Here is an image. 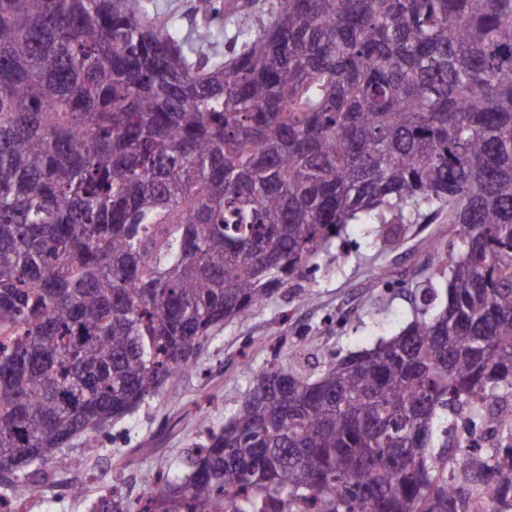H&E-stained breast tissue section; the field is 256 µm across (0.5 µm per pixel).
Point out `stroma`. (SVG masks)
Returning a JSON list of instances; mask_svg holds the SVG:
<instances>
[{
	"mask_svg": "<svg viewBox=\"0 0 512 512\" xmlns=\"http://www.w3.org/2000/svg\"><path fill=\"white\" fill-rule=\"evenodd\" d=\"M451 233L442 217L414 224L404 228L395 249L386 250L369 244L360 225H353L340 263L303 268L249 318L225 325L201 351L197 369L176 386L107 430L65 447L79 466L24 489L26 512H89L97 492L112 485L129 500L145 497L149 477L182 473L188 449L206 440L199 410L208 411L217 430L239 408L249 367L274 358L284 362L297 351L324 363L394 334L412 313L410 289L431 265L428 239ZM378 273L383 281L370 287ZM77 485L83 495L74 494Z\"/></svg>",
	"mask_w": 512,
	"mask_h": 512,
	"instance_id": "1",
	"label": "stroma"
}]
</instances>
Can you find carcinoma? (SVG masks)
<instances>
[{
	"mask_svg": "<svg viewBox=\"0 0 512 512\" xmlns=\"http://www.w3.org/2000/svg\"><path fill=\"white\" fill-rule=\"evenodd\" d=\"M444 213L398 334L257 370L93 512H512V441L470 445L512 427V0H0V485L77 465L350 225Z\"/></svg>",
	"mask_w": 512,
	"mask_h": 512,
	"instance_id": "carcinoma-1",
	"label": "carcinoma"
}]
</instances>
